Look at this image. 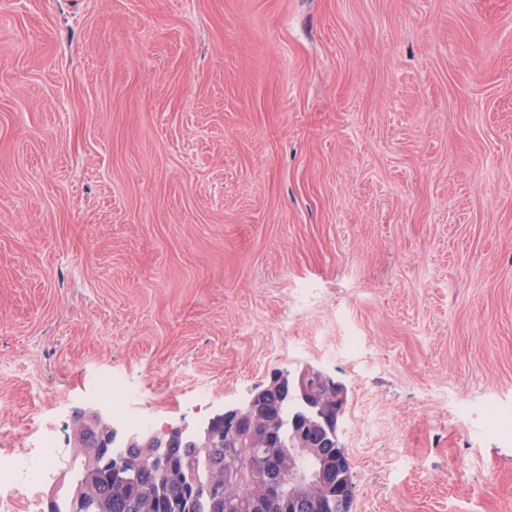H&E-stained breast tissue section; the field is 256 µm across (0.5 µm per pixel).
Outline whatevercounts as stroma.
<instances>
[{
    "label": "stroma",
    "instance_id": "35a3bbf8",
    "mask_svg": "<svg viewBox=\"0 0 512 512\" xmlns=\"http://www.w3.org/2000/svg\"><path fill=\"white\" fill-rule=\"evenodd\" d=\"M306 369L352 512H512V0H0V416ZM508 413L512 415L511 409L504 408L498 402L490 401L482 407L476 421L468 423L461 434L464 436L471 433L473 428H478L485 437L511 440L512 418Z\"/></svg>",
    "mask_w": 512,
    "mask_h": 512
}]
</instances>
